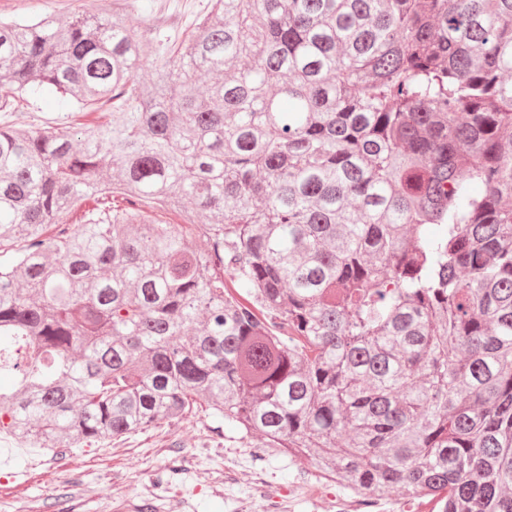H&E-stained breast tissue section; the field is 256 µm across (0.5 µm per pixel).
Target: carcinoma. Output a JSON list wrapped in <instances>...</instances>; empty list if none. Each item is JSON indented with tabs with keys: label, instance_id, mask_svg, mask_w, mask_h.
I'll use <instances>...</instances> for the list:
<instances>
[{
	"label": "carcinoma",
	"instance_id": "1",
	"mask_svg": "<svg viewBox=\"0 0 512 512\" xmlns=\"http://www.w3.org/2000/svg\"><path fill=\"white\" fill-rule=\"evenodd\" d=\"M135 9L0 18V112L78 107L0 122V433L201 399L354 495L512 512V0ZM159 8L158 23L169 33H186L198 14L205 13L209 0H165ZM76 109V106L71 103H62L55 98H47L36 104L21 102L7 119L12 124L28 125L39 123V120L59 119L66 116L67 112H74Z\"/></svg>",
	"mask_w": 512,
	"mask_h": 512
}]
</instances>
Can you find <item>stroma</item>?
Returning <instances> with one entry per match:
<instances>
[{
  "instance_id": "1",
  "label": "stroma",
  "mask_w": 512,
  "mask_h": 512,
  "mask_svg": "<svg viewBox=\"0 0 512 512\" xmlns=\"http://www.w3.org/2000/svg\"><path fill=\"white\" fill-rule=\"evenodd\" d=\"M112 0H0V15L20 16L95 12L111 7ZM209 0H165L159 24L169 33H185L194 17L204 13ZM205 411L162 423L161 427L124 437L125 453L113 455L109 441L48 453L19 445L0 436V450L11 453L0 463V512H15L16 500L34 496L44 501V512H119L122 496L140 489L148 480L161 481L160 494L172 512H231L235 501L252 493V473L263 470L268 481L295 497L293 512H335L343 489L324 480L308 459L276 454L256 462L250 448L227 430L214 434ZM232 469L234 478L224 494L206 489L209 472ZM319 485L317 497L303 487Z\"/></svg>"
}]
</instances>
